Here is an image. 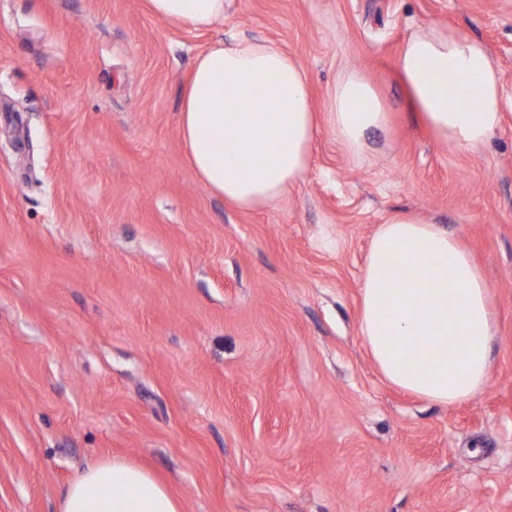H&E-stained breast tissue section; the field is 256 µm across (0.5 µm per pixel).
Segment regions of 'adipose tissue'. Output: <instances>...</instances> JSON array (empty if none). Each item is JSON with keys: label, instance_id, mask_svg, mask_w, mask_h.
Segmentation results:
<instances>
[{"label": "adipose tissue", "instance_id": "1", "mask_svg": "<svg viewBox=\"0 0 512 512\" xmlns=\"http://www.w3.org/2000/svg\"><path fill=\"white\" fill-rule=\"evenodd\" d=\"M226 0H145L179 28L224 21ZM422 123L461 150L484 146L501 121L504 73L489 48L458 29L415 25L397 60ZM336 136L352 155L389 121L384 100L359 71H346L330 96ZM317 112L301 63L271 40L218 41L199 54L183 91L179 136L198 177L231 205H270L310 163ZM360 333L393 385L450 406L490 380L495 318L490 285L447 228L415 215L387 218L375 232L362 275ZM57 512H182L149 471L103 460L62 490Z\"/></svg>", "mask_w": 512, "mask_h": 512}]
</instances>
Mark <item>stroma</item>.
<instances>
[{
	"label": "stroma",
	"instance_id": "stroma-1",
	"mask_svg": "<svg viewBox=\"0 0 512 512\" xmlns=\"http://www.w3.org/2000/svg\"><path fill=\"white\" fill-rule=\"evenodd\" d=\"M481 39L505 75L476 151L420 123L396 60L412 24ZM273 40L319 111L303 180L243 211L179 137L195 57ZM390 123L336 137L339 76ZM443 225L489 285L487 388L440 406L389 384L359 329L369 241ZM122 458L182 512H512V0H227L175 28L144 0H0V512H55Z\"/></svg>",
	"mask_w": 512,
	"mask_h": 512
}]
</instances>
